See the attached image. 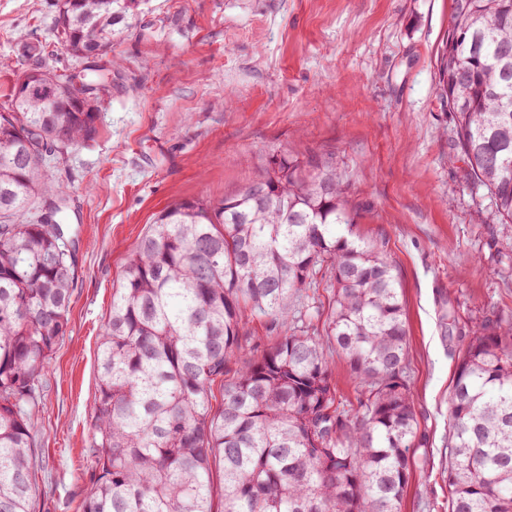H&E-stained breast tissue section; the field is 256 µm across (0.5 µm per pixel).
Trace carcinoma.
<instances>
[{"label": "carcinoma", "mask_w": 512, "mask_h": 512, "mask_svg": "<svg viewBox=\"0 0 512 512\" xmlns=\"http://www.w3.org/2000/svg\"><path fill=\"white\" fill-rule=\"evenodd\" d=\"M136 0H57L65 49L102 55ZM464 87L455 113L467 175L512 224V0H453ZM112 85V67L52 74L34 98L0 107V512H33L34 429L43 377L69 324L74 247L66 191L46 175L92 138L97 113L73 94ZM272 157L217 204L182 200L131 251L97 354L91 489L83 512H400L417 423L405 376L398 282L355 214L330 158ZM264 186V204L253 187ZM330 283L322 327L294 296ZM292 320L225 379L248 316ZM358 379L357 405L333 381L329 347ZM220 385L221 403L213 405ZM449 512H512V316L474 322L448 397Z\"/></svg>", "instance_id": "1"}]
</instances>
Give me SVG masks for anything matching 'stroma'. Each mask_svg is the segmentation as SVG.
Segmentation results:
<instances>
[{"mask_svg": "<svg viewBox=\"0 0 512 512\" xmlns=\"http://www.w3.org/2000/svg\"><path fill=\"white\" fill-rule=\"evenodd\" d=\"M54 0H0V105L40 66L77 74ZM453 0H139L92 140L48 170L77 233L69 325L43 380L35 512H83L96 354L130 250L184 199L219 202L276 155L332 156L355 233L400 284L418 467L401 512H448V396L475 319L512 312V224L468 177L438 57ZM47 50L23 56L29 42ZM288 325L251 320L229 374Z\"/></svg>", "mask_w": 512, "mask_h": 512, "instance_id": "stroma-1", "label": "stroma"}]
</instances>
